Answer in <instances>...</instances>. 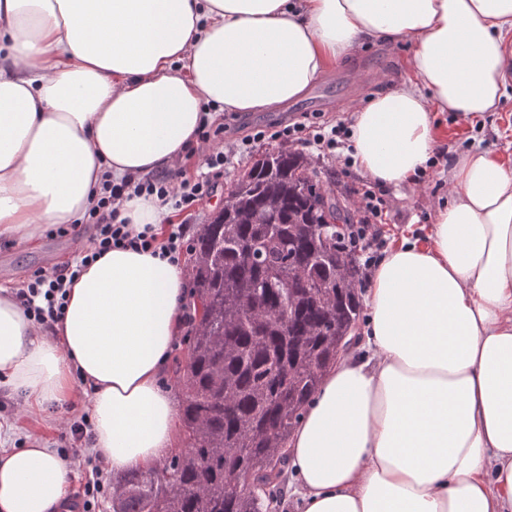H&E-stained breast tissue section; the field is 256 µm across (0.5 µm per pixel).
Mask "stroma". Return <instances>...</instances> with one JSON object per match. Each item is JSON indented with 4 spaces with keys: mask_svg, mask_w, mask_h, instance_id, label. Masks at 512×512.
<instances>
[{
    "mask_svg": "<svg viewBox=\"0 0 512 512\" xmlns=\"http://www.w3.org/2000/svg\"><path fill=\"white\" fill-rule=\"evenodd\" d=\"M407 45L382 40H367L352 55L337 63L297 100L270 112H223L217 122L229 130L246 134L249 129L278 130L284 121L302 114H316L318 123L333 124L353 116L359 107L381 93L389 92L406 82L408 73L405 57ZM440 130V157L423 172L415 188L376 185L387 205V216L381 226L385 245H392L406 235L426 240L437 209L448 201V168L461 153L473 148L497 152L512 160V83L508 84L496 111L477 120L462 121L453 114L437 113ZM294 151L304 154L316 168L324 186L336 196L354 204L350 193L352 182L361 180L359 171L350 176L340 175L338 161L319 156L309 146L297 143ZM77 253L71 236L61 235L50 227L34 244L0 240V285L18 287L39 271H51L70 261ZM90 409L89 392L84 385L74 387L70 404L55 405L41 414H31L20 394L0 386V448L19 447L35 432L44 442L57 446L62 432L69 428L73 413Z\"/></svg>",
    "mask_w": 512,
    "mask_h": 512,
    "instance_id": "stroma-1",
    "label": "stroma"
}]
</instances>
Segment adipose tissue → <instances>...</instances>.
<instances>
[{"mask_svg":"<svg viewBox=\"0 0 512 512\" xmlns=\"http://www.w3.org/2000/svg\"><path fill=\"white\" fill-rule=\"evenodd\" d=\"M406 41L409 79L351 126L353 163L414 185L435 115L478 119L512 78V0H0V239L81 220L103 175L178 168L220 112L299 98L364 40ZM161 233L156 197L124 201ZM182 265L114 249L46 332L0 286V383L38 410L91 391L113 478L164 464L177 412L159 385ZM366 356L322 376L289 443L304 512H512V163L457 157L427 242L372 270ZM72 464L42 438L0 453V512H57Z\"/></svg>","mask_w":512,"mask_h":512,"instance_id":"adipose-tissue-1","label":"adipose tissue"}]
</instances>
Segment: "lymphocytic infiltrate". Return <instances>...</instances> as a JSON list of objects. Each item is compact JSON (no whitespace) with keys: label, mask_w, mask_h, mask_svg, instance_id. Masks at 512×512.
<instances>
[{"label":"lymphocytic infiltrate","mask_w":512,"mask_h":512,"mask_svg":"<svg viewBox=\"0 0 512 512\" xmlns=\"http://www.w3.org/2000/svg\"><path fill=\"white\" fill-rule=\"evenodd\" d=\"M348 128L345 122L326 126L312 122L296 121L284 124L276 131V138L284 142H301L313 147L319 155L342 158L352 146L347 142ZM265 131L257 130L244 137L225 139L223 147L213 148L205 154V170L199 176L187 175L181 168L162 174H147L115 183L103 179L96 204L82 219V233L86 244L73 262L53 269L48 273H37L15 289L16 300L26 314L38 325L53 329L65 316L68 294L83 269L112 249H128L137 252L159 251L171 262L185 259L191 250L186 224L171 225L165 238H158L151 229L137 232L129 228L121 216L125 198L143 193L156 196L173 210L182 212L210 199L218 189V180L225 165L235 156L251 153L256 142L264 140ZM362 216L350 232L348 239L352 247L365 250V269H372L376 259L369 256V248L381 235L386 202L370 186H363L359 197Z\"/></svg>","instance_id":"1"}]
</instances>
